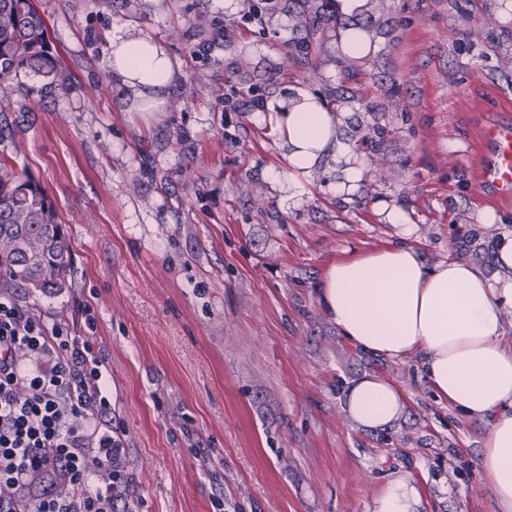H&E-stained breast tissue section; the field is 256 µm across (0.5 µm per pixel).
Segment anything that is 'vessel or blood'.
Instances as JSON below:
<instances>
[{
    "label": "vessel or blood",
    "mask_w": 512,
    "mask_h": 512,
    "mask_svg": "<svg viewBox=\"0 0 512 512\" xmlns=\"http://www.w3.org/2000/svg\"><path fill=\"white\" fill-rule=\"evenodd\" d=\"M482 151L476 169L481 197L512 202V116L503 115L479 127Z\"/></svg>",
    "instance_id": "1"
}]
</instances>
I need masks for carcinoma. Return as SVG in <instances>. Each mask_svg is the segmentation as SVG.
Returning <instances> with one entry per match:
<instances>
[{"instance_id": "cac0c4a2", "label": "carcinoma", "mask_w": 512, "mask_h": 512, "mask_svg": "<svg viewBox=\"0 0 512 512\" xmlns=\"http://www.w3.org/2000/svg\"><path fill=\"white\" fill-rule=\"evenodd\" d=\"M298 39L285 41L286 63L317 73L312 43L340 36L317 0L285 4ZM33 72L54 94L67 91L58 55L37 0H0V93L8 95L21 75ZM72 255L60 232L57 211L39 182L0 158V287L23 285L40 292L59 288L70 272Z\"/></svg>"}]
</instances>
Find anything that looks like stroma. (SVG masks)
I'll list each match as a JSON object with an SVG mask.
<instances>
[{"instance_id": "35a3bbf8", "label": "stroma", "mask_w": 512, "mask_h": 512, "mask_svg": "<svg viewBox=\"0 0 512 512\" xmlns=\"http://www.w3.org/2000/svg\"><path fill=\"white\" fill-rule=\"evenodd\" d=\"M504 0H372L367 63L336 41L312 49L318 79L286 67L285 11L265 29L217 0H42L70 76L64 95L23 75L0 99V156L51 198L72 253L62 288L21 301L108 354L112 404L126 439L130 512H372L398 479L417 512H495L480 474L490 424L439 398L422 357L363 353L318 303L340 258L407 242L426 264L449 258L490 280L512 278L497 246L512 237V205L489 206L473 177L478 126L512 102V19ZM203 43L173 37L198 15ZM133 28L174 62L144 113L139 89L117 83L106 45ZM279 78L269 98L336 89L339 134L381 127L358 191L337 194L335 161L300 177L297 199L272 180L285 149L258 110L224 109L245 71ZM273 201L258 214L257 199ZM402 208L407 226L387 223ZM493 209L497 220L477 215ZM95 316L85 327L84 308ZM382 377L404 395L399 418L369 429L349 419V387ZM223 507H215V499Z\"/></svg>"}]
</instances>
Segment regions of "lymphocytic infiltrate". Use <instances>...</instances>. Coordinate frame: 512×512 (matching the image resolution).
Masks as SVG:
<instances>
[{
	"label": "lymphocytic infiltrate",
	"mask_w": 512,
	"mask_h": 512,
	"mask_svg": "<svg viewBox=\"0 0 512 512\" xmlns=\"http://www.w3.org/2000/svg\"><path fill=\"white\" fill-rule=\"evenodd\" d=\"M105 357L0 291V512H128Z\"/></svg>",
	"instance_id": "1"
}]
</instances>
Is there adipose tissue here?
Instances as JSON below:
<instances>
[{
	"label": "adipose tissue",
	"instance_id": "obj_1",
	"mask_svg": "<svg viewBox=\"0 0 512 512\" xmlns=\"http://www.w3.org/2000/svg\"><path fill=\"white\" fill-rule=\"evenodd\" d=\"M108 65L121 83L167 84L171 58L139 34L114 36ZM287 148L276 179L295 192L297 177L323 158L343 162L340 193L358 189L363 162L339 137V116L317 99L269 115ZM512 304V280L493 281L458 259L429 266L412 246L398 243L329 265L319 304L339 333L362 351L400 359L418 353L437 394L465 414L489 418L480 468L495 493L496 512H512V348L502 345V304ZM403 407L401 391L378 377L358 380L345 410L356 424L382 428Z\"/></svg>",
	"mask_w": 512,
	"mask_h": 512
}]
</instances>
